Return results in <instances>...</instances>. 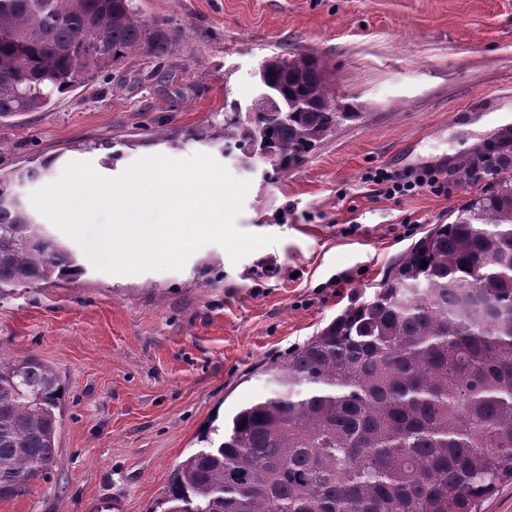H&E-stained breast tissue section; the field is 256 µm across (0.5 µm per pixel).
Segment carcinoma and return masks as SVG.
<instances>
[{
  "mask_svg": "<svg viewBox=\"0 0 512 512\" xmlns=\"http://www.w3.org/2000/svg\"><path fill=\"white\" fill-rule=\"evenodd\" d=\"M172 40L170 23L144 19L135 0H0V122L46 110L129 57L160 59ZM263 81L301 110L252 117L226 100L224 120L192 139L244 165L267 153L279 175L359 117L339 111L317 56L283 55ZM119 145L130 143L94 144L103 165L123 157ZM53 163L0 168V296L84 274L13 202L19 182ZM267 373L275 389L178 466L160 512H483L512 485V174ZM61 397L39 359L0 361V499L55 459Z\"/></svg>",
  "mask_w": 512,
  "mask_h": 512,
  "instance_id": "carcinoma-1",
  "label": "carcinoma"
}]
</instances>
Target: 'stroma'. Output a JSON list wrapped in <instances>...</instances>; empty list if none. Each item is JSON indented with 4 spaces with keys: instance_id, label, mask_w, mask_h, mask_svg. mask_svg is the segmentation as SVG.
Masks as SVG:
<instances>
[{
    "instance_id": "35a3bbf8",
    "label": "stroma",
    "mask_w": 512,
    "mask_h": 512,
    "mask_svg": "<svg viewBox=\"0 0 512 512\" xmlns=\"http://www.w3.org/2000/svg\"><path fill=\"white\" fill-rule=\"evenodd\" d=\"M137 3L144 18L170 20L168 54L133 58L46 111L0 123L1 166L51 157L53 182L73 161L100 169L104 139L132 143L113 178L146 156L189 158L202 147L186 133L222 118L225 99L248 102L255 68L276 53L319 56L360 117L272 179L225 160L250 183L238 229L274 244L236 262L209 244L179 270L90 265L0 297V360L37 357L63 388L52 465L0 499V512H91L96 500L150 512L214 418L271 392L266 364L372 294L411 245L491 190V176L464 170L481 156L512 158V129L473 126L512 107V0ZM411 146L451 192L375 196L366 176Z\"/></svg>"
}]
</instances>
